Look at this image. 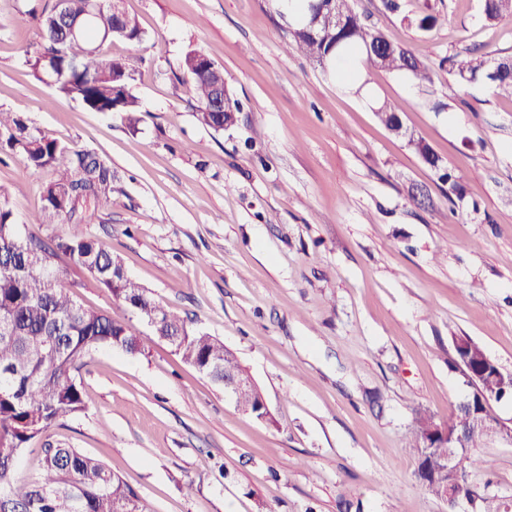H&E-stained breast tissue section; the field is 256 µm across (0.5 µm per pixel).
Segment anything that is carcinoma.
<instances>
[{
    "label": "carcinoma",
    "mask_w": 512,
    "mask_h": 512,
    "mask_svg": "<svg viewBox=\"0 0 512 512\" xmlns=\"http://www.w3.org/2000/svg\"><path fill=\"white\" fill-rule=\"evenodd\" d=\"M89 0H63L43 11L37 47L27 52L25 63L41 81L55 76L56 93L79 101L93 112H118L131 129L142 121L133 94L136 67L129 58H115L102 49L109 39L141 43L144 31L125 10L88 15ZM332 11L342 25L315 31L307 26L311 10ZM294 29L288 47L322 68L340 69L350 58L362 64L361 92L371 70L408 75L420 87L433 83L430 69L408 48L389 40L378 28L365 23L352 0H295ZM485 20L494 23L512 17V0H493L483 6ZM118 26L105 39L102 30ZM456 80L483 79L494 91L512 98V74L492 75L488 61L469 54L450 59ZM196 95V117L204 126L221 131L234 126L242 104L224 82V67L206 54L191 49L180 63ZM378 120L393 132L402 125L391 107L374 109ZM21 156L34 171L50 168L57 178L45 190L41 212L32 224H68L64 236L41 237L21 231L8 200L0 195V498L10 509L32 507V512H149L147 504L100 460L70 446L44 444L40 474L34 479L14 476L20 450L52 426L84 409V394L76 373L84 358L98 348H119L130 354L144 352L132 328L104 311L86 308L76 300L63 267L86 270L98 287L112 294L131 314L151 324L153 335L170 340L184 362L203 374L242 371L224 343L206 332L193 330L183 317L157 303L151 293L125 272L122 261L98 247L82 230L86 209L108 198L118 176L98 154L76 149L40 130L12 112L0 111V151ZM240 405L250 415L264 416L259 397L246 393ZM413 448L419 472L428 490L439 495L448 481L443 471L446 448L424 452L430 430L441 419L426 410L418 412ZM479 461L467 450L458 453L459 492L470 502L486 503L483 512H500L481 496L471 475Z\"/></svg>",
    "instance_id": "1"
}]
</instances>
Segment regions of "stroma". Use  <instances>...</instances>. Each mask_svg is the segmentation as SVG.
I'll return each instance as SVG.
<instances>
[{"label":"stroma","mask_w":512,"mask_h":512,"mask_svg":"<svg viewBox=\"0 0 512 512\" xmlns=\"http://www.w3.org/2000/svg\"><path fill=\"white\" fill-rule=\"evenodd\" d=\"M53 0H0V110L61 142L96 150L122 181L87 232L191 328L222 340L263 394L274 424L242 413L79 267L85 306L134 323L145 351L101 348L77 381L85 408L17 457L40 470L43 441L101 460L150 512H448L418 474V411L447 415L470 389L455 337L512 373V99L458 83L448 59L512 57V18L488 24L482 0H355L391 41L433 71L418 88L373 71L367 92L286 49L277 0H124L147 42L106 43L144 56L133 84L136 129L54 94L24 64L35 12ZM432 12L422 32L408 17ZM224 68L243 102L223 131L196 119L183 54ZM463 178L464 197L375 104ZM50 171L0 152V193L23 231ZM482 493L512 507V446L473 449Z\"/></svg>","instance_id":"1"}]
</instances>
